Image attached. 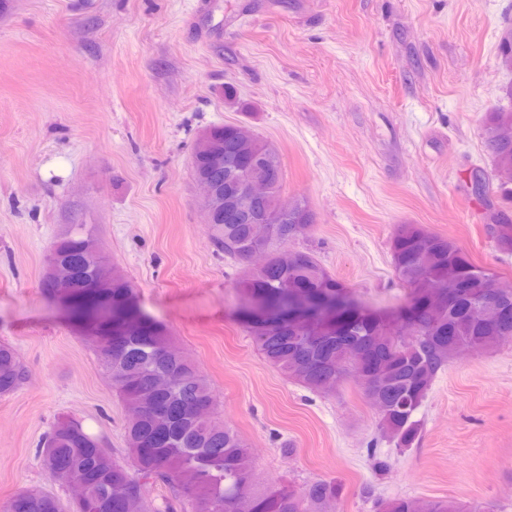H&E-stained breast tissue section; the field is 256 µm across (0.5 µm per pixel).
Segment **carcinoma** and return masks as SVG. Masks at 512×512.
<instances>
[{
  "label": "carcinoma",
  "mask_w": 512,
  "mask_h": 512,
  "mask_svg": "<svg viewBox=\"0 0 512 512\" xmlns=\"http://www.w3.org/2000/svg\"><path fill=\"white\" fill-rule=\"evenodd\" d=\"M502 67L512 70V33L500 44ZM512 110L491 112L484 138L492 151L494 176L503 202L512 204ZM211 145L235 159L238 173H252L265 162L275 175V189L262 209L275 210L282 188V163L277 150L253 134L247 138L238 125L207 129ZM194 178L231 185L222 171L211 169L202 152L193 155ZM212 230L216 247L244 262L255 248L269 254L268 262L245 269L239 288L246 302H264L265 319H243L257 349L274 367L314 392L327 393L353 377L378 413L379 431L399 449L418 444L422 422L417 413L438 376L455 357L459 344L486 350L496 336L512 334V322L497 317L501 307L512 309V284L475 265L450 237L429 232L420 224H400L391 239L393 263L410 290L406 304L387 315L352 301L345 286L329 274L307 249L292 246L314 221L308 202L295 201L282 222L266 232L253 220L228 221L216 216ZM497 246L512 252V216L497 214ZM94 240L88 224H67L46 255L54 278H46L50 293L66 285L70 307L82 318L91 315L112 323V335L126 343L116 349L107 339L95 350L98 363L128 408L126 455L116 458L82 424L59 417L43 436L38 459L49 477L63 485L87 478L83 501L64 504L46 490H22L10 504L25 502L21 512H157L149 500V485L161 482L192 512H326L342 486L319 479L301 489L282 482L259 485L252 481L254 456L244 439L217 415L210 383L192 360L184 357L169 329L139 312L131 283L112 269V305L91 286L92 269L85 268L84 246ZM429 278L454 286L451 300L437 313L427 312V298L417 287ZM27 372L15 349L0 344V395L21 389ZM163 398L180 406L189 419L178 424L156 414L153 402ZM381 512H460L450 500L394 498Z\"/></svg>",
  "instance_id": "1"
}]
</instances>
